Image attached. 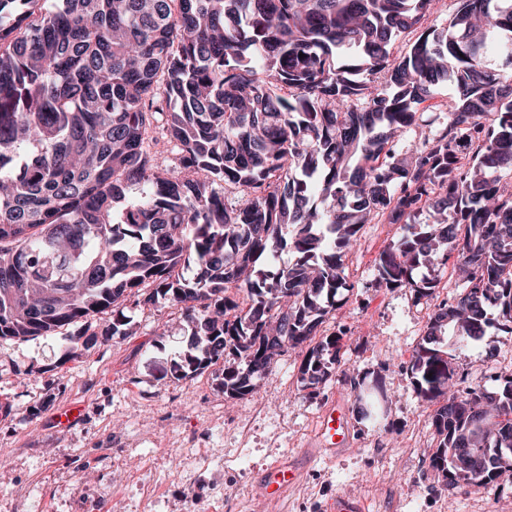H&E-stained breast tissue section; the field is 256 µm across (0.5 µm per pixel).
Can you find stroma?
<instances>
[{
	"instance_id": "stroma-1",
	"label": "stroma",
	"mask_w": 512,
	"mask_h": 512,
	"mask_svg": "<svg viewBox=\"0 0 512 512\" xmlns=\"http://www.w3.org/2000/svg\"><path fill=\"white\" fill-rule=\"evenodd\" d=\"M400 232L373 218L348 253L350 289L322 325L348 334L335 373L313 394L301 386L298 349L247 399L225 396L218 365L176 379L186 336L174 307H130L136 335L72 356L60 336L0 339V512H322L341 492L363 498L366 512H512V482L452 496L428 466L434 407L414 393L408 366L457 280L445 268L418 306L407 289L381 287L375 260ZM488 335L491 355L449 337L440 343L457 389L496 392L512 372V334L492 327ZM359 385L386 393L384 427L355 413ZM339 395L352 408L351 442L336 459L310 458L321 410ZM73 405L80 419L57 430L56 415ZM281 459L301 466L299 485L280 501H259L260 474Z\"/></svg>"
}]
</instances>
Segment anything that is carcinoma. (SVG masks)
<instances>
[{
  "label": "carcinoma",
  "instance_id": "obj_1",
  "mask_svg": "<svg viewBox=\"0 0 512 512\" xmlns=\"http://www.w3.org/2000/svg\"><path fill=\"white\" fill-rule=\"evenodd\" d=\"M430 2L0 0V339L87 351L131 335L134 297L180 308L176 378L221 362L224 395L244 399L305 347L316 389L343 348L318 327L381 216L402 233L379 285L429 297L450 261L461 282L411 360L414 392L438 402L431 467L450 496L511 472L512 374L496 397L450 391L435 345L512 333V0H460L391 58ZM444 83L445 131L397 150Z\"/></svg>",
  "mask_w": 512,
  "mask_h": 512
}]
</instances>
